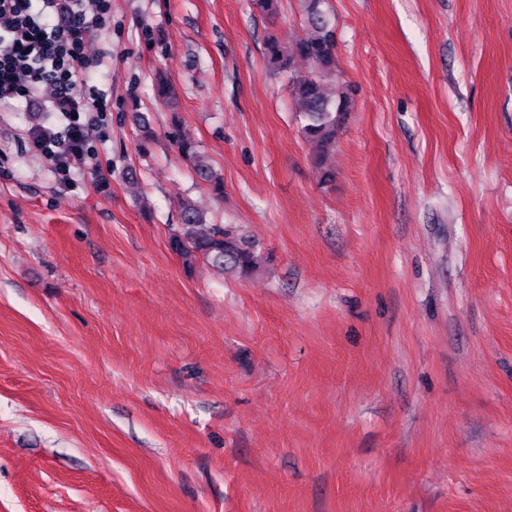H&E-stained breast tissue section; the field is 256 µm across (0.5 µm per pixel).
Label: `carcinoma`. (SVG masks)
Here are the masks:
<instances>
[{
  "label": "carcinoma",
  "mask_w": 512,
  "mask_h": 512,
  "mask_svg": "<svg viewBox=\"0 0 512 512\" xmlns=\"http://www.w3.org/2000/svg\"><path fill=\"white\" fill-rule=\"evenodd\" d=\"M306 19L312 34L284 47L271 39L266 45L270 66L278 73H288V88L304 137L319 148L316 163L320 181L326 186L335 182V173L323 166L326 155L332 152L339 133L345 127L352 109L351 89L336 81V31L321 9L324 0H304ZM309 64L303 73L292 71L295 59ZM156 92L162 102L177 105L174 89L162 72H157ZM133 120L138 127L140 149L145 151L154 141L148 120L136 112ZM170 138L180 154L193 165L196 177L211 187L212 192L224 193V180L204 159L198 145L185 138L178 126H172ZM181 223L171 229L170 247L183 260L186 268L202 259L216 270L240 278L255 274L264 257L258 243L240 233L237 228L207 223L206 214L188 198L179 202Z\"/></svg>",
  "instance_id": "1"
}]
</instances>
